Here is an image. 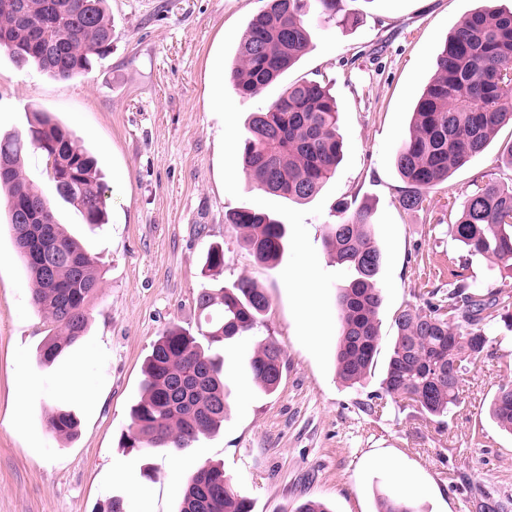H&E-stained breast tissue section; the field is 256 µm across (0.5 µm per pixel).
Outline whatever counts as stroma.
<instances>
[{
	"mask_svg": "<svg viewBox=\"0 0 512 512\" xmlns=\"http://www.w3.org/2000/svg\"><path fill=\"white\" fill-rule=\"evenodd\" d=\"M481 0H346L360 24L319 25L308 53L255 98L220 80L248 20L266 0H108L112 51L93 70L67 81L16 67L0 55V136L26 133L33 113L49 112L92 147L103 166L109 221L93 227L54 192L41 152L27 151L24 172L60 224L95 257L102 287L89 305L85 336L50 364L37 348L49 324L30 302L24 272L0 204V512H177L188 474L220 464L254 512H295L304 500L332 512H377L384 492H401L372 457L396 458L426 483L423 512H512V434L490 414L500 384L512 380V342L463 382L447 428L426 422L402 398L379 399L396 334L394 313L447 288L461 248L449 231L476 184L512 186L502 151L503 126L487 149L428 190L421 207L399 204L404 183L394 166L408 137L415 102L434 74L449 33ZM300 79L326 83L339 110L343 160L310 201L262 190L240 161L250 113ZM342 202L367 207L385 260L377 278L384 301L381 342L362 385L336 374L337 297L353 278L324 246ZM238 208L283 219L279 262H258L240 230L224 221ZM224 249V284L251 279L268 296L256 335L226 343L228 406L220 429L193 448H130L123 436L141 396L142 365L172 325L195 329L194 299L207 281L209 247ZM310 273L314 324L300 313L295 278ZM282 349L287 368L274 393L253 380L258 339ZM79 369L85 395L62 394ZM33 385L17 396L20 376ZM72 411L79 435L66 440L47 424Z\"/></svg>",
	"mask_w": 512,
	"mask_h": 512,
	"instance_id": "stroma-1",
	"label": "stroma"
}]
</instances>
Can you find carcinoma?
<instances>
[{
  "label": "carcinoma",
  "instance_id": "carcinoma-1",
  "mask_svg": "<svg viewBox=\"0 0 512 512\" xmlns=\"http://www.w3.org/2000/svg\"><path fill=\"white\" fill-rule=\"evenodd\" d=\"M319 23L354 26L358 16L343 0H267L244 30L225 79L235 91L256 97L309 50ZM112 45L107 0H0V53L18 67L34 66L59 80L92 69ZM336 100L316 80L288 84L266 108L251 113L241 163L266 192L292 202L313 197L335 174L342 159ZM512 123V11L480 6L448 35L435 60V74L417 100L410 134L397 148L395 167L408 190L399 198L406 210L421 205L423 192L481 154L498 129ZM34 147L54 155L49 180L59 178L57 195L74 206L87 224L106 220L102 172L94 152L63 123L35 113L27 134L0 137V155L11 170L0 175L13 241L34 288L31 303L47 315L50 329L39 351L46 363L81 339L88 305L101 277L96 259L68 236L49 201L23 175L24 153ZM344 218L328 225L324 239L336 264L354 272L338 296L336 371L348 386L362 384L373 367L383 302L377 275L383 252L371 232L365 207L342 205ZM244 233L254 257L275 262L285 247V222L250 208L225 216ZM451 235L465 257H483L512 268V187L490 180L476 186ZM224 271V249L209 248L205 277ZM448 291L426 293L421 306L394 314L397 335L381 390L402 396L424 419L448 424L459 404V388L478 363L496 354L500 340L488 334L503 323L512 331V290L474 288L453 273ZM269 307L266 294L248 278L215 283L195 298L198 332L166 329L153 343L144 366L143 393L131 409L124 443L138 448H190L224 422L227 404L223 360L215 345L256 330ZM255 381L269 392L286 369L283 351L261 340L250 361ZM497 424L512 433V382L499 386L491 404ZM65 439L78 435L73 415L59 409L48 420ZM179 512H253L219 465L198 468L187 480ZM379 512H420L405 496L386 495Z\"/></svg>",
  "mask_w": 512,
  "mask_h": 512
}]
</instances>
